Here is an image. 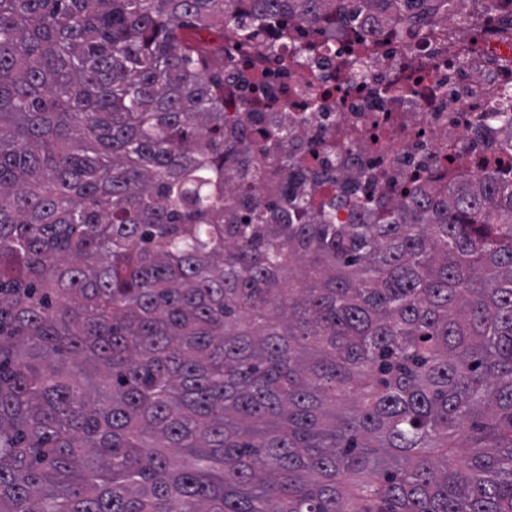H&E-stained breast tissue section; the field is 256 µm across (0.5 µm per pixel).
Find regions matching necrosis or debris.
Segmentation results:
<instances>
[{
	"mask_svg": "<svg viewBox=\"0 0 512 512\" xmlns=\"http://www.w3.org/2000/svg\"><path fill=\"white\" fill-rule=\"evenodd\" d=\"M448 20L386 9L363 25L329 16L224 29V129L264 142L262 193L316 178L315 203L341 197L340 224L375 223L380 200L410 203L459 174L512 180V0H448ZM296 164L280 169L283 151Z\"/></svg>",
	"mask_w": 512,
	"mask_h": 512,
	"instance_id": "obj_1",
	"label": "necrosis or debris"
}]
</instances>
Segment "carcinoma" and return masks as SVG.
Returning <instances> with one entry per match:
<instances>
[{"instance_id":"carcinoma-1","label":"carcinoma","mask_w":512,"mask_h":512,"mask_svg":"<svg viewBox=\"0 0 512 512\" xmlns=\"http://www.w3.org/2000/svg\"><path fill=\"white\" fill-rule=\"evenodd\" d=\"M237 2L0 0V512H512V181L228 182L224 25L380 0Z\"/></svg>"}]
</instances>
